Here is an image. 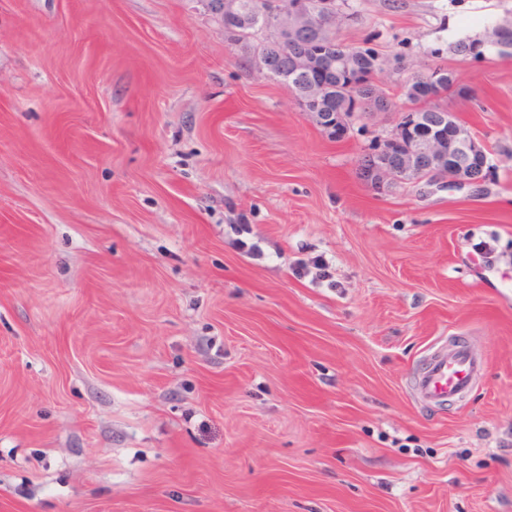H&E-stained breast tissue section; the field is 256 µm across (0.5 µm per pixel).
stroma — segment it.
Returning a JSON list of instances; mask_svg holds the SVG:
<instances>
[{
  "label": "stroma",
  "instance_id": "1",
  "mask_svg": "<svg viewBox=\"0 0 512 512\" xmlns=\"http://www.w3.org/2000/svg\"><path fill=\"white\" fill-rule=\"evenodd\" d=\"M341 8L397 106L471 88L481 186L373 192L393 115L331 139L209 0H0V512H512V0ZM481 370V363L461 344L447 342L426 358L416 382L419 397L426 403L452 401L465 393Z\"/></svg>",
  "mask_w": 512,
  "mask_h": 512
}]
</instances>
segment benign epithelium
Wrapping results in <instances>:
<instances>
[{
	"label": "benign epithelium",
	"instance_id": "1",
	"mask_svg": "<svg viewBox=\"0 0 512 512\" xmlns=\"http://www.w3.org/2000/svg\"><path fill=\"white\" fill-rule=\"evenodd\" d=\"M338 18L345 19L338 0H282L270 22L278 33L291 38L298 33H318ZM331 74L323 71V77L312 84L308 100L301 101L303 110L332 90ZM454 118L453 112L426 114L402 109L393 132L373 150L375 158L363 180L378 194L407 184L428 169L446 170L458 182L479 181L486 168L484 146ZM421 124L430 127L423 138L414 133Z\"/></svg>",
	"mask_w": 512,
	"mask_h": 512
}]
</instances>
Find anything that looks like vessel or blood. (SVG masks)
Masks as SVG:
<instances>
[{"instance_id":"obj_1","label":"vessel or blood","mask_w":512,"mask_h":512,"mask_svg":"<svg viewBox=\"0 0 512 512\" xmlns=\"http://www.w3.org/2000/svg\"><path fill=\"white\" fill-rule=\"evenodd\" d=\"M480 370V362L466 346L438 347L426 359L416 382L417 393L427 403L452 401L473 385Z\"/></svg>"}]
</instances>
